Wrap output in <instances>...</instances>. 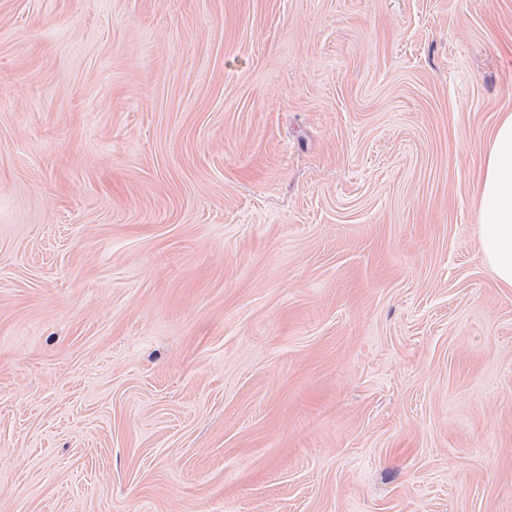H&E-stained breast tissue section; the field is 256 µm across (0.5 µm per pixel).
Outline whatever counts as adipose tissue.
Masks as SVG:
<instances>
[{"instance_id": "adipose-tissue-1", "label": "adipose tissue", "mask_w": 512, "mask_h": 512, "mask_svg": "<svg viewBox=\"0 0 512 512\" xmlns=\"http://www.w3.org/2000/svg\"><path fill=\"white\" fill-rule=\"evenodd\" d=\"M480 251L504 287L512 288V113H503L484 157L478 186Z\"/></svg>"}]
</instances>
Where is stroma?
Returning <instances> with one entry per match:
<instances>
[{
	"mask_svg": "<svg viewBox=\"0 0 512 512\" xmlns=\"http://www.w3.org/2000/svg\"><path fill=\"white\" fill-rule=\"evenodd\" d=\"M505 112L512 0H0V512H512ZM480 251L497 281L512 288V113L492 131L478 186Z\"/></svg>",
	"mask_w": 512,
	"mask_h": 512,
	"instance_id": "1",
	"label": "stroma"
}]
</instances>
